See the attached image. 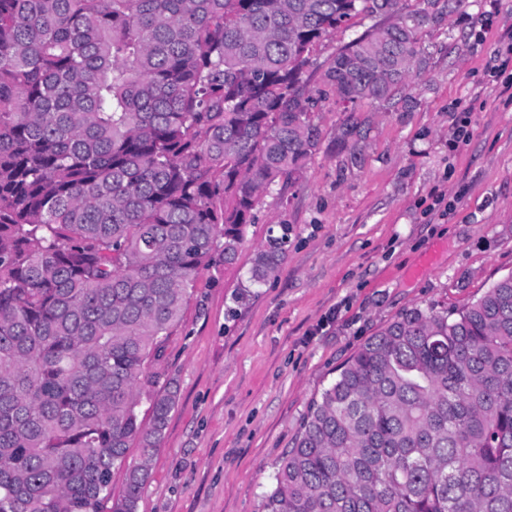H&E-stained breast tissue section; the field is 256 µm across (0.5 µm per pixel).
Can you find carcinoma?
Masks as SVG:
<instances>
[{
  "instance_id": "carcinoma-1",
  "label": "carcinoma",
  "mask_w": 512,
  "mask_h": 512,
  "mask_svg": "<svg viewBox=\"0 0 512 512\" xmlns=\"http://www.w3.org/2000/svg\"><path fill=\"white\" fill-rule=\"evenodd\" d=\"M436 2L0 0V512H137L177 403L153 391L144 423L146 366L318 150L313 48L373 21L325 77L344 102L391 100L425 67ZM287 244L283 224L250 285ZM262 512H512V274L367 339Z\"/></svg>"
}]
</instances>
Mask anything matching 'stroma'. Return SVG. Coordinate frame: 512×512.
<instances>
[{"mask_svg":"<svg viewBox=\"0 0 512 512\" xmlns=\"http://www.w3.org/2000/svg\"><path fill=\"white\" fill-rule=\"evenodd\" d=\"M362 31L315 46L318 151L285 194L263 197L237 261L202 271L149 367L179 400L138 512H261L309 404L367 338L411 307H463L512 273V89L486 75L512 42V0H469L419 31L427 66L408 81L409 108L344 103L325 83L330 60ZM459 105L471 136L452 152ZM346 123L362 136L342 150ZM437 196L451 214L433 209ZM282 224L292 232L278 273L229 315Z\"/></svg>","mask_w":512,"mask_h":512,"instance_id":"stroma-1","label":"stroma"}]
</instances>
